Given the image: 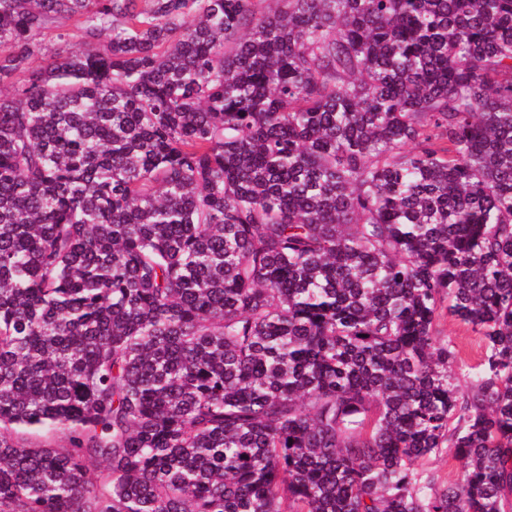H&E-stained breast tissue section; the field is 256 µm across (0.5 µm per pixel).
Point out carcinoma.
<instances>
[{"label":"carcinoma","instance_id":"carcinoma-1","mask_svg":"<svg viewBox=\"0 0 512 512\" xmlns=\"http://www.w3.org/2000/svg\"><path fill=\"white\" fill-rule=\"evenodd\" d=\"M264 2L0 0V512L512 509V0ZM438 336L446 340L458 353L461 359L462 373L478 364L482 354L481 335L471 326L456 320L453 316L443 313L435 326ZM426 466L434 469L445 485L458 483L464 469L463 462L454 456L450 448H442L437 455L430 458Z\"/></svg>","mask_w":512,"mask_h":512}]
</instances>
